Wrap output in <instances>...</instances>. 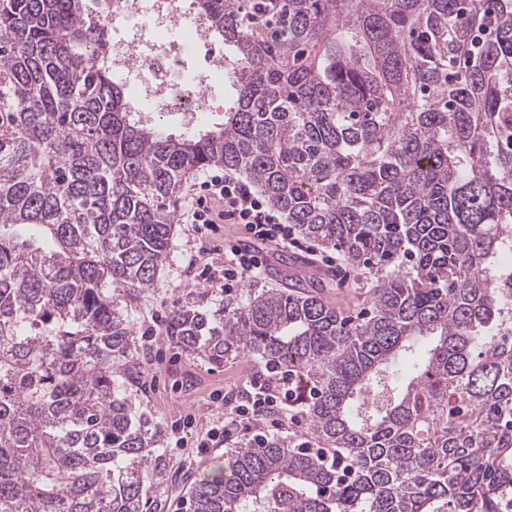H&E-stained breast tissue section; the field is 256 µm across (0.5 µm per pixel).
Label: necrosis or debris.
Returning <instances> with one entry per match:
<instances>
[{
  "instance_id": "1",
  "label": "necrosis or debris",
  "mask_w": 512,
  "mask_h": 512,
  "mask_svg": "<svg viewBox=\"0 0 512 512\" xmlns=\"http://www.w3.org/2000/svg\"><path fill=\"white\" fill-rule=\"evenodd\" d=\"M91 11L113 22L116 36L108 48L88 55L87 64L109 67L144 112L191 128L212 111V91L223 84L229 63L191 0H91ZM180 26L194 47L192 57L169 40Z\"/></svg>"
}]
</instances>
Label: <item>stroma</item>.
Masks as SVG:
<instances>
[{
    "label": "stroma",
    "mask_w": 512,
    "mask_h": 512,
    "mask_svg": "<svg viewBox=\"0 0 512 512\" xmlns=\"http://www.w3.org/2000/svg\"><path fill=\"white\" fill-rule=\"evenodd\" d=\"M243 225L219 224L216 231L199 234L191 225L176 224L168 260L153 287L144 294H125L121 305L129 317L132 337L131 353L126 361L133 378L115 375L118 395L132 394L136 408L160 433V448L169 463L171 481L165 512H187L185 499L192 483L216 461L227 460L240 446L233 439L224 446L198 452L199 432L216 411L212 400L215 393L239 398L250 391L252 382L263 376L266 366L254 356L243 355L217 366L208 361L185 355L171 343L163 326L172 313L188 299L205 295L209 309L221 308L225 299L244 296L250 288H285L290 280L282 266L299 256L308 265L307 281L312 282L321 296L333 307L352 316L367 312L368 286L359 269H351L349 280L338 279L328 254L316 243L299 250L276 242L256 243L260 255L278 253L282 265H267L254 283L226 290L217 284L202 285L204 268L222 269L223 247L245 240ZM193 419L192 427L174 434V421Z\"/></svg>",
    "instance_id": "obj_1"
}]
</instances>
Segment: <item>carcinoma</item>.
I'll return each instance as SVG.
<instances>
[{"label":"carcinoma","mask_w":512,"mask_h":512,"mask_svg":"<svg viewBox=\"0 0 512 512\" xmlns=\"http://www.w3.org/2000/svg\"><path fill=\"white\" fill-rule=\"evenodd\" d=\"M236 96L167 133L85 54L86 0H0V512H162L115 291L145 293L168 202L222 166L372 276L343 315L290 288L193 299L165 335L303 382L316 451L243 443L192 512H497L512 481V0H194ZM410 371L399 387L393 375Z\"/></svg>","instance_id":"obj_1"}]
</instances>
